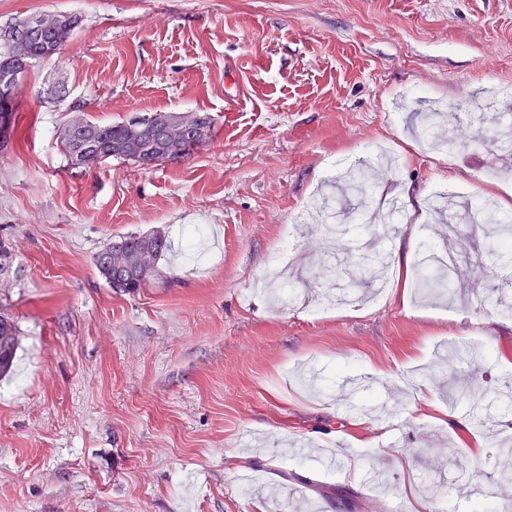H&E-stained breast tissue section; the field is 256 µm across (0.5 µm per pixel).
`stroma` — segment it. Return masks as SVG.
Instances as JSON below:
<instances>
[{
	"instance_id": "35a3bbf8",
	"label": "stroma",
	"mask_w": 512,
	"mask_h": 512,
	"mask_svg": "<svg viewBox=\"0 0 512 512\" xmlns=\"http://www.w3.org/2000/svg\"><path fill=\"white\" fill-rule=\"evenodd\" d=\"M60 12L81 24L28 71L0 147V314L19 336L0 512H470L467 483L512 466V334L484 326L512 318L468 300L511 287L512 257L472 240L450 297L325 296L362 246L449 248L435 191L455 211L512 201V154L486 144L512 115V0H0V28ZM145 112H207L215 135L177 163L69 166L72 121ZM376 149L394 163L367 194L324 195ZM154 231L159 279L115 292L96 254ZM445 393L489 402L494 430L421 414Z\"/></svg>"
}]
</instances>
